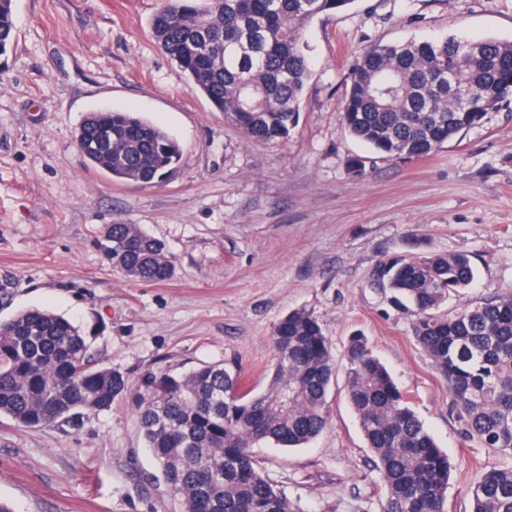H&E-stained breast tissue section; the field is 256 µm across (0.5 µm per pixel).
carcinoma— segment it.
Here are the masks:
<instances>
[{"label":"carcinoma","mask_w":512,"mask_h":512,"mask_svg":"<svg viewBox=\"0 0 512 512\" xmlns=\"http://www.w3.org/2000/svg\"><path fill=\"white\" fill-rule=\"evenodd\" d=\"M354 0H163L151 18L160 49L224 119L255 142L288 137L311 77L302 43L308 23ZM13 0H0V58L14 47ZM472 93L459 107L448 72ZM512 102V43L450 35L363 49L345 77L342 122L380 159L424 158ZM85 163L117 180L152 183L176 168L178 142L134 112L97 110L78 127ZM97 245L116 271L138 281L171 280L165 244L137 224L104 226ZM465 253L382 260L374 281L412 322L416 342L444 377L466 438L512 451V294L447 314L451 294L471 285ZM275 358L261 392L238 366L150 371L137 384L95 366L69 319L31 308L0 321V415L31 430L112 408L131 390L146 448L182 512H289L253 448H304L328 425L337 361L318 321L304 310L272 330ZM345 389L377 460L383 512H444L448 455L409 405L361 334L347 340ZM471 512H512V466L475 471Z\"/></svg>","instance_id":"obj_1"}]
</instances>
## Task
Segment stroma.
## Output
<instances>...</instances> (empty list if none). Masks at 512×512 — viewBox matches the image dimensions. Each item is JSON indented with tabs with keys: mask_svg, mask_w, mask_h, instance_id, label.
Listing matches in <instances>:
<instances>
[{
	"mask_svg": "<svg viewBox=\"0 0 512 512\" xmlns=\"http://www.w3.org/2000/svg\"><path fill=\"white\" fill-rule=\"evenodd\" d=\"M161 0H14L16 39L0 63V320L39 307L70 319L92 358L131 380L148 370L238 364L269 381L274 325L303 309L334 351L363 333L448 455L447 512H470L465 471L512 462L464 437L445 380L409 317L373 284L388 255L463 252L471 286L440 310L512 294V110L432 155L375 160L340 120L344 76L363 48L456 34L512 41V0H353L306 27L312 75L287 139L257 143L189 88L149 27ZM137 112L175 137L161 181L85 167L86 113ZM163 241L174 277L141 282L96 245L103 225ZM337 369L330 421L304 448L256 447L291 512H383L384 491ZM136 396L75 426L30 430L0 416V501L14 512H180L143 447Z\"/></svg>",
	"mask_w": 512,
	"mask_h": 512,
	"instance_id": "35a3bbf8",
	"label": "stroma"
}]
</instances>
